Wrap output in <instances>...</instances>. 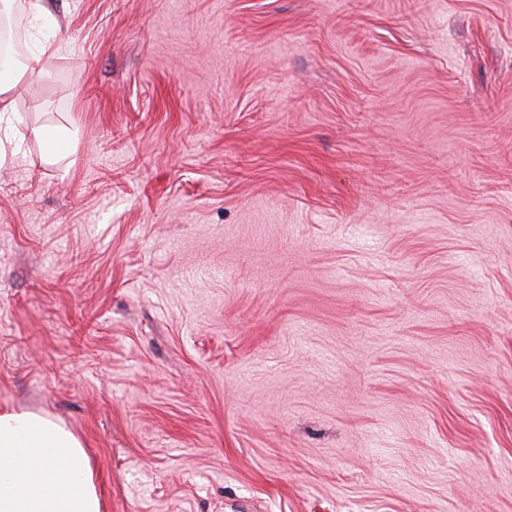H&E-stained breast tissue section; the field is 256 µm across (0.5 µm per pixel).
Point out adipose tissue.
Instances as JSON below:
<instances>
[{
  "label": "adipose tissue",
  "mask_w": 512,
  "mask_h": 512,
  "mask_svg": "<svg viewBox=\"0 0 512 512\" xmlns=\"http://www.w3.org/2000/svg\"><path fill=\"white\" fill-rule=\"evenodd\" d=\"M67 44L36 40L25 64L0 58V122L14 151L24 137L11 120V92L24 75L39 76L47 59L67 52ZM88 454L61 422L31 411L0 409V512H102Z\"/></svg>",
  "instance_id": "ef3b65f1"
}]
</instances>
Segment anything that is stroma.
<instances>
[{"label":"stroma","mask_w":512,"mask_h":512,"mask_svg":"<svg viewBox=\"0 0 512 512\" xmlns=\"http://www.w3.org/2000/svg\"><path fill=\"white\" fill-rule=\"evenodd\" d=\"M42 2L0 407L105 512H512V0Z\"/></svg>","instance_id":"obj_1"}]
</instances>
